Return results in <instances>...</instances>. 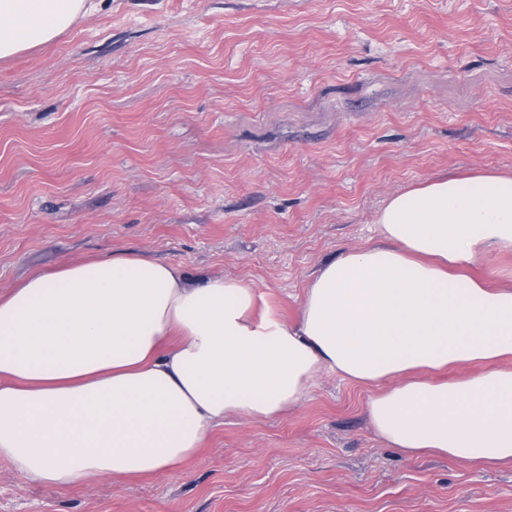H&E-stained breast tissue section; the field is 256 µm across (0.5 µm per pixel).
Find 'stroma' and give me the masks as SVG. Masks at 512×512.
<instances>
[{"instance_id":"35a3bbf8","label":"stroma","mask_w":512,"mask_h":512,"mask_svg":"<svg viewBox=\"0 0 512 512\" xmlns=\"http://www.w3.org/2000/svg\"><path fill=\"white\" fill-rule=\"evenodd\" d=\"M512 170V0H96L0 61V293L116 251L238 278L295 319L410 184ZM323 370L186 472L57 488L0 461V512H512V468L411 458Z\"/></svg>"}]
</instances>
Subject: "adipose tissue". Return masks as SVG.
<instances>
[{"label": "adipose tissue", "instance_id": "1", "mask_svg": "<svg viewBox=\"0 0 512 512\" xmlns=\"http://www.w3.org/2000/svg\"><path fill=\"white\" fill-rule=\"evenodd\" d=\"M94 0H0V60L49 44ZM381 244L315 274L295 321L255 288L123 253L0 295V460L60 488L180 470L226 417L267 420L328 369L377 386L365 412L409 455L512 465V173L440 176L388 199ZM459 364L455 380L433 373ZM478 272L500 282L512 279V254L493 255Z\"/></svg>", "mask_w": 512, "mask_h": 512}]
</instances>
